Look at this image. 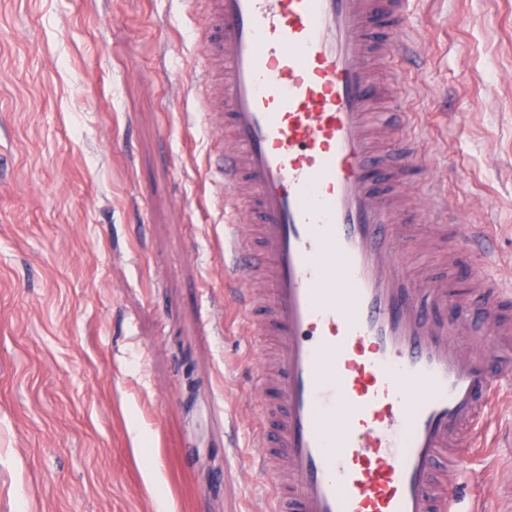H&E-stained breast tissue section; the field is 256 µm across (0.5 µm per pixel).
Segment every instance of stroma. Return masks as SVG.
<instances>
[{
	"mask_svg": "<svg viewBox=\"0 0 512 512\" xmlns=\"http://www.w3.org/2000/svg\"><path fill=\"white\" fill-rule=\"evenodd\" d=\"M404 109L512 277V0H411ZM186 0H0V512H267ZM405 272L455 279L437 225ZM459 477L512 512V401Z\"/></svg>",
	"mask_w": 512,
	"mask_h": 512,
	"instance_id": "obj_1",
	"label": "stroma"
}]
</instances>
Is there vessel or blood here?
Wrapping results in <instances>:
<instances>
[{
    "instance_id": "1",
    "label": "vessel or blood",
    "mask_w": 512,
    "mask_h": 512,
    "mask_svg": "<svg viewBox=\"0 0 512 512\" xmlns=\"http://www.w3.org/2000/svg\"><path fill=\"white\" fill-rule=\"evenodd\" d=\"M409 0H209L218 72L195 80L230 139L209 169L231 213L224 281L256 338L261 464L271 512H460L459 468L512 389V282L483 224L451 240L486 268L468 294L397 269L416 221L388 184L425 161L401 139L390 166L369 127L385 96L372 61L403 59ZM488 350L462 347L471 316Z\"/></svg>"
}]
</instances>
